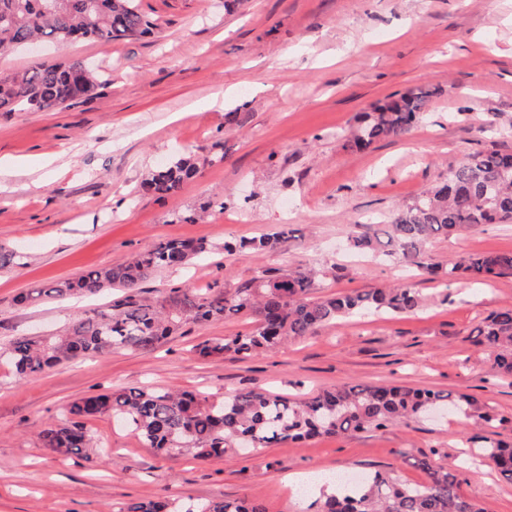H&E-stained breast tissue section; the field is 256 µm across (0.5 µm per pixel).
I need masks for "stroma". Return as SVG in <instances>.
Segmentation results:
<instances>
[{"label": "stroma", "instance_id": "1", "mask_svg": "<svg viewBox=\"0 0 512 512\" xmlns=\"http://www.w3.org/2000/svg\"><path fill=\"white\" fill-rule=\"evenodd\" d=\"M151 35L31 51L0 48V72L88 60L109 75L100 95L56 112H0V345L59 332L115 297L41 300L18 294L110 267L169 238L214 251L160 270L143 295L227 291L260 268H315L312 297L404 283L421 307L337 321L318 335L243 359L202 358L206 340L250 332L241 316L187 326L151 352L118 350L25 379L0 364V512H123L133 502L249 498L264 512H314L294 481L313 471H381L406 483L431 456L485 512H512V482L476 465L486 441L512 443V376L492 372L475 342L492 311L512 306V276L492 284L429 280L413 268L346 250L469 154L512 149V0H140ZM416 87L432 92L405 136L357 150L360 113ZM239 115L227 124V113ZM192 149L200 173L173 196L143 190L147 174ZM184 221H176L175 213ZM288 224L259 253L224 250ZM512 251V223L438 237L428 261ZM389 382L467 394L493 426L457 411L375 431L225 454L206 463L156 454L110 417L86 420L94 448L65 457L40 433L73 401L120 388H262L305 398L351 383Z\"/></svg>", "mask_w": 512, "mask_h": 512}]
</instances>
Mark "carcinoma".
I'll return each mask as SVG.
<instances>
[{
	"label": "carcinoma",
	"mask_w": 512,
	"mask_h": 512,
	"mask_svg": "<svg viewBox=\"0 0 512 512\" xmlns=\"http://www.w3.org/2000/svg\"><path fill=\"white\" fill-rule=\"evenodd\" d=\"M155 23L137 0H0V47L24 46L35 40L66 43L93 38L112 42L147 34ZM108 84L104 72L74 58L36 63L17 73L0 75V112H53L94 98ZM432 92L409 90L358 118L351 146L363 150L383 137L408 133L428 109ZM194 153L185 151L153 171L143 189L174 195L196 177ZM512 222V152L480 151L449 168L447 179L419 193L384 224L348 237L347 248L384 256L440 275L452 283L463 277L475 284L512 275V252L472 253L443 267L425 259V248L437 235L449 236L486 224ZM293 230L283 224L272 235L224 244V251L261 252L285 242ZM211 253L203 239H170L136 254L131 260L61 279L23 294L18 304L40 298L92 296L107 288L123 295L93 313L74 320L54 336L14 340L7 360L14 372L35 377L70 360L114 350L151 351L164 338L188 325L240 314L256 317L253 331L197 345L203 357L232 352L243 357L275 350L287 340H303L339 319L380 313H410L419 306L413 288L391 286L325 298L310 295L314 270L265 269L248 284L221 289L175 288L159 303L141 296V284L159 269L177 270ZM480 344L494 352V369L512 375V307L490 313L478 329ZM470 403L464 395L399 385L350 384L292 399L261 389L233 390L214 402L203 393L155 388L117 389L73 402L68 417L40 434L44 447L78 455L90 447L84 420L113 417L149 447L169 457L190 453L208 461L230 448H265L322 435L385 428L433 408L456 410ZM499 473L512 479V444L495 442L485 453ZM426 474L420 484L402 483L387 474H369L349 490L336 477H316L310 485L334 484L341 492L324 497L319 512H483L461 492L455 476L435 466L426 455L414 459ZM122 512H264L248 498L180 503L162 498L134 503Z\"/></svg>",
	"instance_id": "carcinoma-1"
}]
</instances>
